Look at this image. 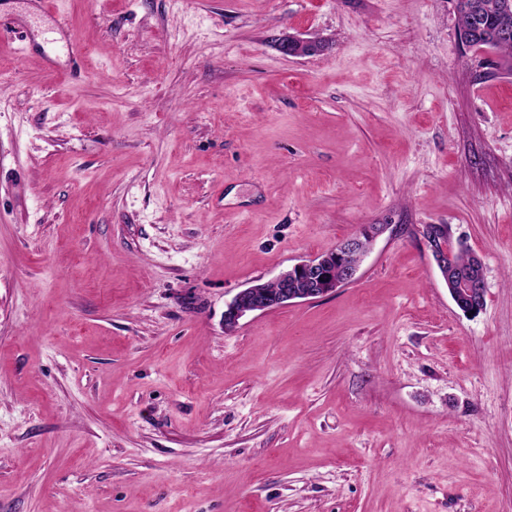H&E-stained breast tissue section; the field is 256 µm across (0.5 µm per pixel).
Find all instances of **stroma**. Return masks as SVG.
<instances>
[{"mask_svg":"<svg viewBox=\"0 0 512 512\" xmlns=\"http://www.w3.org/2000/svg\"><path fill=\"white\" fill-rule=\"evenodd\" d=\"M0 22V512H512V74L454 0ZM371 224L356 280L225 332ZM430 224L480 257L478 314ZM277 46L281 53L291 57L310 56L323 50L322 43L318 40L291 35H283L279 38Z\"/></svg>","mask_w":512,"mask_h":512,"instance_id":"stroma-1","label":"stroma"}]
</instances>
